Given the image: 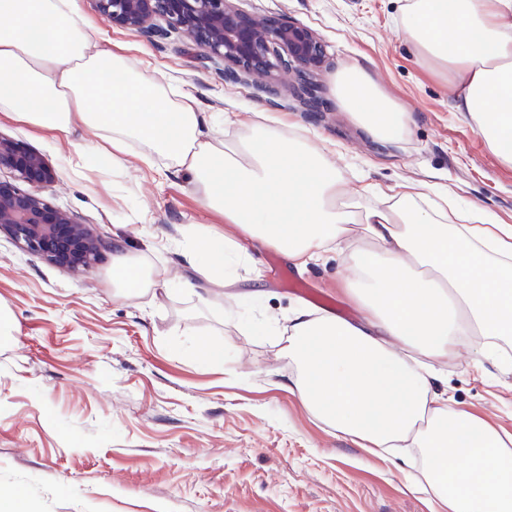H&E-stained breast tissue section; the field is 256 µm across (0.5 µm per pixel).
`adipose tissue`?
<instances>
[{
  "instance_id": "ef3b65f1",
  "label": "adipose tissue",
  "mask_w": 512,
  "mask_h": 512,
  "mask_svg": "<svg viewBox=\"0 0 512 512\" xmlns=\"http://www.w3.org/2000/svg\"><path fill=\"white\" fill-rule=\"evenodd\" d=\"M401 23L422 65L452 73L454 108L512 166V0H407ZM352 118L372 138L396 140L410 116L356 65L332 77ZM0 113L51 136L81 131L101 145L110 171L128 156L169 161L203 204L223 212L241 239H194L185 259L216 290L228 266L258 240L304 269L327 246L346 252L344 294L364 315L350 323L297 309L284 334L299 368L303 403L372 456L410 442L445 512H512V449L499 430L449 405L441 376L418 370L416 352L448 358L459 344L485 349L512 336V224L476 207L450 223L426 183L394 192L363 186L369 204L345 205L347 180L335 152L293 124L242 122L245 136L221 142L189 92L161 70L112 52L82 0H0Z\"/></svg>"
}]
</instances>
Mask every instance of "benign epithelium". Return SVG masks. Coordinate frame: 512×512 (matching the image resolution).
<instances>
[{
    "label": "benign epithelium",
    "instance_id": "7a95c632",
    "mask_svg": "<svg viewBox=\"0 0 512 512\" xmlns=\"http://www.w3.org/2000/svg\"><path fill=\"white\" fill-rule=\"evenodd\" d=\"M107 24L137 33L150 44L186 36L200 56L220 66L224 81L247 84L275 105L283 97L277 72L292 76L293 109L326 110L317 77L330 68L326 45L314 29L284 15L249 14L235 0H93ZM16 182L0 181V233L61 266L85 268L110 243L71 214L52 207L43 191L56 173L45 158L18 141L0 136V169ZM26 184L22 188L19 183Z\"/></svg>",
    "mask_w": 512,
    "mask_h": 512
}]
</instances>
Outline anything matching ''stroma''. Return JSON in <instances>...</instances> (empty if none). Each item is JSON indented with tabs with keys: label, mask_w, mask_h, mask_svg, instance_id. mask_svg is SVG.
<instances>
[{
	"label": "stroma",
	"mask_w": 512,
	"mask_h": 512,
	"mask_svg": "<svg viewBox=\"0 0 512 512\" xmlns=\"http://www.w3.org/2000/svg\"><path fill=\"white\" fill-rule=\"evenodd\" d=\"M238 5L322 36L331 68L318 78L321 117L225 83L190 39L157 47L117 28L106 35L130 55L147 50L205 115L288 116L335 150L350 188L426 180L447 192L449 212L465 200L512 224V166L455 112L448 79L419 65L399 0ZM345 64L367 67L410 112L403 139H371L335 99L331 73ZM0 135L44 155L58 175L46 199L112 243L96 265L73 271L0 234V308L13 321L0 336V491L17 495L24 512H433L430 496L409 489L410 466L367 455L292 391L296 365L272 333L306 304L281 280L287 258L249 243L215 313L200 299L207 282L185 261V229L236 230L203 205L190 177L162 160L117 175L91 168L83 159L95 138L42 135L3 114ZM118 255L140 260L155 287L132 297L116 290ZM343 272L329 251L298 277L342 298ZM203 341L223 345V362L197 356ZM442 375L449 403L512 436V355L482 358L463 344Z\"/></svg>",
	"instance_id": "35a3bbf8"
}]
</instances>
